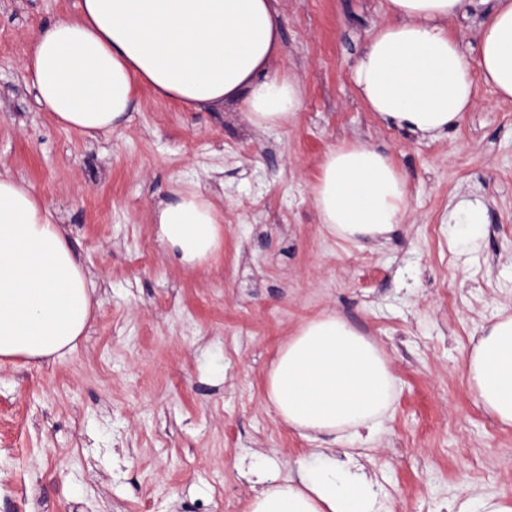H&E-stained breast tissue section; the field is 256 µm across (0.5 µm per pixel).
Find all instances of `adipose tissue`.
<instances>
[{"mask_svg": "<svg viewBox=\"0 0 512 512\" xmlns=\"http://www.w3.org/2000/svg\"><path fill=\"white\" fill-rule=\"evenodd\" d=\"M279 0H82L77 19L54 21L23 64L38 105L63 129L94 139L130 119L137 85L188 108L236 106L258 130L295 124L305 90L281 66ZM391 22L369 37L352 71L381 121L433 139L474 104V74L512 100V0H485L480 50L469 59L448 29L470 0H386ZM320 223L344 241L385 239L401 223L408 186L394 161L362 142L325 156L312 186ZM157 236L194 268L224 252V211L197 190L157 201ZM448 240L488 233L484 205L457 200ZM96 282L53 210L26 180L0 173V361L57 359L73 351L92 315ZM468 384L481 408L512 427V309L470 340ZM397 380L384 349L324 311L278 347L266 400L301 437L354 442L392 409ZM246 475L257 489L245 512H381L374 480L350 451L312 449L287 477L265 458Z\"/></svg>", "mask_w": 512, "mask_h": 512, "instance_id": "obj_1", "label": "adipose tissue"}]
</instances>
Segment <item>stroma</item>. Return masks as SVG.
Wrapping results in <instances>:
<instances>
[{
	"label": "stroma",
	"instance_id": "35a3bbf8",
	"mask_svg": "<svg viewBox=\"0 0 512 512\" xmlns=\"http://www.w3.org/2000/svg\"><path fill=\"white\" fill-rule=\"evenodd\" d=\"M284 65L305 87L294 126L253 132L230 107L190 110L139 88L130 120L90 140L36 102L23 63L43 24L81 0H0V172L60 212L99 288L77 348L0 362V512H242L253 454L288 474L313 441L264 399L280 343L333 310L387 354L394 410L363 441L383 512L512 498V428L478 406L470 336L512 308V100L475 106L435 139L369 112L352 69L386 0H279ZM361 140L409 186L402 224L346 242L318 221L325 154ZM180 185L224 208V254L190 268L158 241L154 202ZM467 196L488 208L477 247L450 244Z\"/></svg>",
	"mask_w": 512,
	"mask_h": 512
}]
</instances>
